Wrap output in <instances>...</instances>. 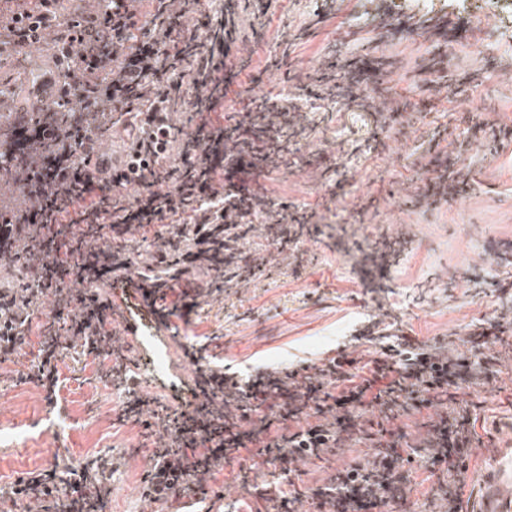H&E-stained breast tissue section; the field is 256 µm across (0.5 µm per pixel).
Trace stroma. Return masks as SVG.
Returning a JSON list of instances; mask_svg holds the SVG:
<instances>
[{"label": "stroma", "mask_w": 512, "mask_h": 512, "mask_svg": "<svg viewBox=\"0 0 512 512\" xmlns=\"http://www.w3.org/2000/svg\"><path fill=\"white\" fill-rule=\"evenodd\" d=\"M383 14L396 24L414 20L415 27L381 41ZM444 19L456 29L447 48L453 71L478 80L473 91L451 101L420 90L416 76L434 48L427 27ZM309 25L314 36L287 58L291 73L308 72L333 45L346 52L374 41L380 54L396 60L385 95L405 97L423 113L382 145L372 114L358 103L344 98L318 110L301 108L288 140L287 166L259 182L269 200L311 215L332 234L334 246L306 241L298 274L285 255L273 254L274 278L224 290L186 309L179 336L166 343L147 308L133 298L121 303L138 330L135 358L144 396L169 402L176 393H189L196 366L183 354L187 336L202 344L219 337L218 365L250 374L323 357L361 335L384 310L404 332L425 340L448 337L449 352L462 353L470 324L512 306V287L503 294L491 290L495 280L512 276V142L491 148L472 136L467 121L487 111L512 126V20L501 14L497 0H280L267 41L276 44L282 31ZM281 77L271 70L256 85L241 76L226 96L227 108L244 110L257 96L283 98ZM440 129L448 132V147H461L470 189L434 210L405 208L388 191L413 177L414 160ZM320 151L339 158L338 172L322 177L315 162ZM400 235L407 238L403 250L383 264L385 240ZM37 342L29 334L24 357L0 362V487L55 468L64 456L78 467L108 455L112 491L102 512H155L156 503L142 496L147 457L139 450L140 428L118 420L122 393L100 380L93 357L77 347L67 351L55 367L58 390L51 400L37 384L13 383ZM156 354L163 357L158 368L149 362ZM481 397L485 406L476 426L490 432L495 445L472 450L464 477L471 501L496 448L512 439V361L503 362ZM238 469L235 463L225 466L209 480V488L223 497L207 498L200 512H244Z\"/></svg>", "instance_id": "1"}]
</instances>
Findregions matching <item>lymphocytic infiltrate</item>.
Segmentation results:
<instances>
[{
  "mask_svg": "<svg viewBox=\"0 0 512 512\" xmlns=\"http://www.w3.org/2000/svg\"><path fill=\"white\" fill-rule=\"evenodd\" d=\"M271 0H251L240 23V0H0V65H26V47L39 28L52 31L50 55L67 52L56 96L17 113L0 134V269L17 285L0 289V359L18 354L46 291L56 312L42 325L38 359L27 380L54 392L52 370L82 343L107 354L103 377L124 394L119 419L142 428L151 455L142 476L147 496L166 512H185L186 498L206 499L208 479L238 458L260 462L280 479L261 486L248 512H467L463 475L479 435L477 396L504 360H512V308L478 319L468 349L450 354L448 339L398 333L366 352L342 346L313 363L282 372L260 370L240 379L211 364L188 342L196 366L190 401L162 403L132 388V345L116 323L109 289L139 299L158 327L170 328L183 307L223 291L217 273L200 274L209 257L220 265L218 237L264 226L268 247L302 258L308 218L287 206L267 208L261 176L287 163L282 130L295 107L252 99L243 112H224L228 88L242 74L260 83L281 69L298 41L282 37L252 68L243 46L267 44L263 22ZM425 67L426 87L446 99L459 89L442 45ZM384 68L369 54L328 50L303 77L285 76L310 96L334 88L373 112L382 133L396 132L410 102L392 100L378 111ZM223 111L212 124L208 113ZM184 115L178 126L175 115ZM123 134L126 158L100 175L89 163L95 141ZM452 152L431 149L410 209L453 202L469 189ZM30 204L15 210V194ZM186 223H178V216ZM151 261L138 265L141 252ZM436 474L432 497L413 499L414 463ZM324 472L322 484L302 478V464ZM14 498L35 497L37 512H87L99 491L84 473L60 487L55 472L18 478Z\"/></svg>",
  "mask_w": 512,
  "mask_h": 512,
  "instance_id": "obj_1",
  "label": "lymphocytic infiltrate"
}]
</instances>
